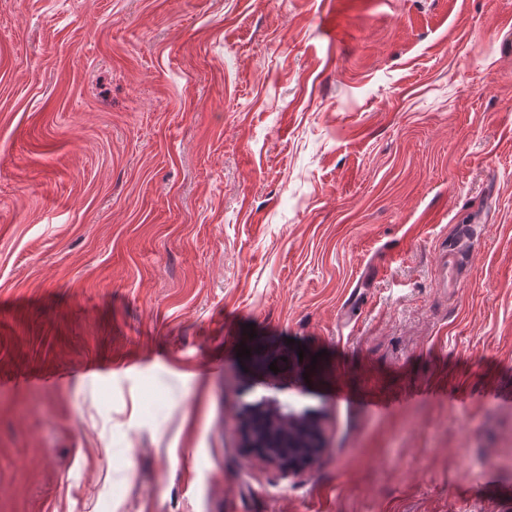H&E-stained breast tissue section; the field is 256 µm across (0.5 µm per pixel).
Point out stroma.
<instances>
[{"label": "stroma", "mask_w": 512, "mask_h": 512, "mask_svg": "<svg viewBox=\"0 0 512 512\" xmlns=\"http://www.w3.org/2000/svg\"><path fill=\"white\" fill-rule=\"evenodd\" d=\"M0 512H512V0H0ZM254 404L257 414L267 422L272 436L260 441L250 428L246 431L247 447L281 470L292 473L313 463L316 456L306 448L307 435L317 425V413L309 408L288 407L275 395H263ZM319 428V427H318ZM288 440V447L279 440Z\"/></svg>", "instance_id": "stroma-1"}]
</instances>
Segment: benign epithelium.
Instances as JSON below:
<instances>
[{
    "label": "benign epithelium",
    "instance_id": "obj_1",
    "mask_svg": "<svg viewBox=\"0 0 512 512\" xmlns=\"http://www.w3.org/2000/svg\"><path fill=\"white\" fill-rule=\"evenodd\" d=\"M258 414L267 422L272 436L259 440L246 431L247 447L281 470L292 473L313 463L315 456L307 448V435L317 428V413L309 408L288 406L275 395L256 401Z\"/></svg>",
    "mask_w": 512,
    "mask_h": 512
}]
</instances>
